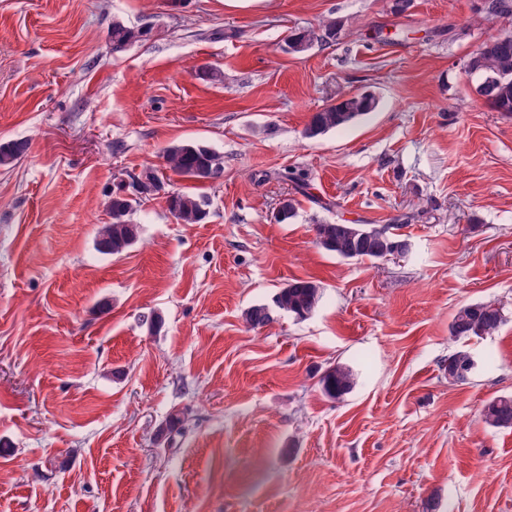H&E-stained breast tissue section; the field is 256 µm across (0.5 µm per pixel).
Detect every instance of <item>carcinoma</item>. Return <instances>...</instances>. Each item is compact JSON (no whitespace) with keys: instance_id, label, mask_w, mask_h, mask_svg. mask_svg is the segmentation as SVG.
<instances>
[{"instance_id":"carcinoma-1","label":"carcinoma","mask_w":512,"mask_h":512,"mask_svg":"<svg viewBox=\"0 0 512 512\" xmlns=\"http://www.w3.org/2000/svg\"><path fill=\"white\" fill-rule=\"evenodd\" d=\"M148 29H133L121 22L112 24L109 39L112 49L120 51L133 41L149 35ZM336 23L324 21L316 28L300 30L289 36V40L300 45L304 52L318 41L334 40ZM465 72L477 82V93L497 112L512 114V37L495 38L483 43L473 52L465 64ZM379 100L370 93L350 92L339 95L336 103L312 113L304 128V137L315 139L331 130L343 129L375 111ZM27 150V143L19 140L0 142V166H8ZM165 166L185 180H211L224 173V157L209 146L198 142H183L168 147L163 154ZM153 189L142 195L118 188L112 195L108 210L112 222L100 227L97 249L104 254L119 255L140 238V225L131 219L145 196L164 189L155 170H144ZM168 210L182 224H200L208 216L205 197L180 190L167 193ZM316 243L328 252L345 259L382 260L402 242L399 235L390 232V227L379 224H315ZM323 290L320 284L309 279H294L273 296L272 303L254 304L244 311L243 319L250 329H260L272 320L277 310L299 320L307 318L320 304ZM504 322L501 310L490 302H476L460 307L449 326L454 339L471 336H489L496 333ZM462 364L467 375H472L475 361L470 353L458 351L448 357V381L461 383L455 373V365ZM323 392L339 399L350 393L356 385L353 371L344 365L328 369L320 379ZM482 420L490 427H512V397L499 396L489 400L481 411Z\"/></svg>"}]
</instances>
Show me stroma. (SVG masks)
<instances>
[{"label":"stroma","mask_w":512,"mask_h":512,"mask_svg":"<svg viewBox=\"0 0 512 512\" xmlns=\"http://www.w3.org/2000/svg\"><path fill=\"white\" fill-rule=\"evenodd\" d=\"M484 3L0 0V142L27 144L0 167V512H512V428L480 419L512 395V115L464 69L512 13ZM326 18L335 42L286 51ZM116 20L151 33L113 51ZM349 91L376 111L305 138ZM186 141L224 158L213 181L164 175L206 195L205 222L149 196L139 242L98 252L116 185ZM406 212L400 258L315 242ZM309 278L308 318L246 326ZM481 301L499 331L451 339ZM459 350L465 384L443 371ZM337 364L357 384L333 399ZM319 382L327 396L339 399L352 391L356 385V377L348 366L337 364L328 369Z\"/></svg>","instance_id":"35a3bbf8"}]
</instances>
